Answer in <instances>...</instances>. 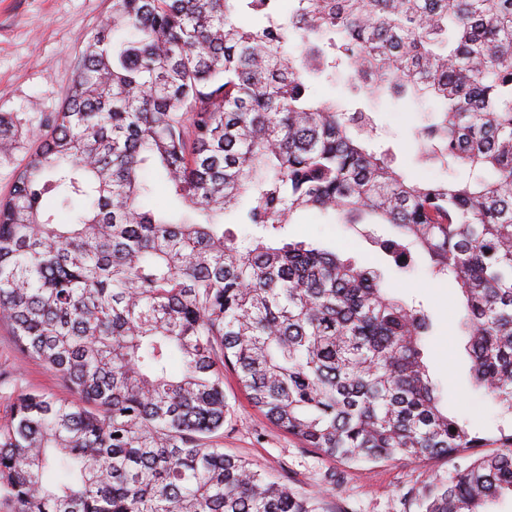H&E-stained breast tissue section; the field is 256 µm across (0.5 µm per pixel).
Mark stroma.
Here are the masks:
<instances>
[{"label": "stroma", "instance_id": "stroma-1", "mask_svg": "<svg viewBox=\"0 0 512 512\" xmlns=\"http://www.w3.org/2000/svg\"><path fill=\"white\" fill-rule=\"evenodd\" d=\"M110 8L111 0H0V112L11 113L22 132L12 151L0 153V199L9 196L16 174L33 158L36 133L66 99L84 37L99 27ZM419 120L412 106H381L377 142L391 149L396 166L408 176L442 178V171L415 163L411 130ZM288 233L344 250L359 264L382 270L392 296L421 301L434 322L425 341V362L449 412L467 419L484 436L498 437L494 405L469 382L470 360L458 332L462 308L453 283H432L422 260L412 273L399 271L389 256L371 246L358 225L310 214L302 223L289 225ZM0 374L9 376L19 391L69 395L60 377L24 355L2 324ZM224 393L235 416L224 427L225 452L283 475L296 491L322 495L323 512H420L415 493L450 467L441 457L372 464L329 458L302 447L252 407L233 371L224 373Z\"/></svg>", "mask_w": 512, "mask_h": 512}]
</instances>
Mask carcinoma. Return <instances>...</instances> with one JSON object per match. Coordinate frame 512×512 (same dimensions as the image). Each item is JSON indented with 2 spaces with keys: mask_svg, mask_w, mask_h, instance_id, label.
Masks as SVG:
<instances>
[{
  "mask_svg": "<svg viewBox=\"0 0 512 512\" xmlns=\"http://www.w3.org/2000/svg\"><path fill=\"white\" fill-rule=\"evenodd\" d=\"M345 79L357 102L318 94ZM414 104L409 179L374 109ZM0 200V322L78 400L13 396L3 512H322L224 452V369L280 430L347 462L444 457L422 512L512 494L448 414L431 314L382 272L292 240L309 212L390 224L464 299L475 388L512 420V0H112ZM16 142L0 114V151ZM186 213L146 203L149 175Z\"/></svg>",
  "mask_w": 512,
  "mask_h": 512,
  "instance_id": "carcinoma-1",
  "label": "carcinoma"
}]
</instances>
